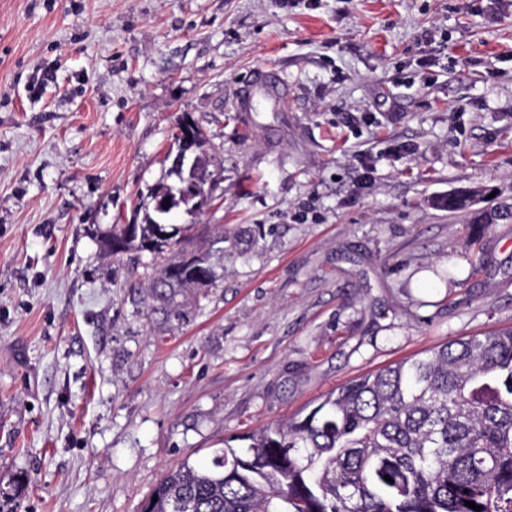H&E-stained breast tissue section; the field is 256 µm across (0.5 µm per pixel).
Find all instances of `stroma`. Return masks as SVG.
<instances>
[{"mask_svg": "<svg viewBox=\"0 0 512 512\" xmlns=\"http://www.w3.org/2000/svg\"><path fill=\"white\" fill-rule=\"evenodd\" d=\"M266 69L284 102L242 104ZM190 115L224 276L163 327L104 255ZM512 0H0V482L141 512L183 459L448 340L512 329ZM172 136L174 144H177L178 151L181 149L182 140H194L195 148L192 155L197 160L198 167L207 175L208 184L214 194L218 186L214 172L221 165H224L221 151L210 144L202 128L187 116L183 117L177 124Z\"/></svg>", "mask_w": 512, "mask_h": 512, "instance_id": "stroma-1", "label": "stroma"}]
</instances>
